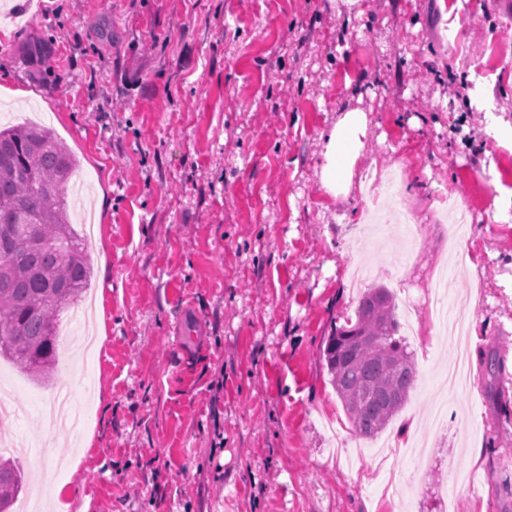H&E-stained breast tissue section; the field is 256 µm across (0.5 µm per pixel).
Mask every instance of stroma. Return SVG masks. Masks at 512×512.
<instances>
[{
	"label": "stroma",
	"mask_w": 512,
	"mask_h": 512,
	"mask_svg": "<svg viewBox=\"0 0 512 512\" xmlns=\"http://www.w3.org/2000/svg\"><path fill=\"white\" fill-rule=\"evenodd\" d=\"M358 171L419 232L370 222L363 180L319 187L339 112ZM50 115L93 181V359L58 377L0 358L34 512H512V12L499 0H34L0 18V114ZM475 224L448 244L451 204ZM468 383L425 306L444 278ZM382 285L422 305L417 380L387 429L426 443L415 495L383 492L322 358ZM501 379L485 370L489 351Z\"/></svg>",
	"instance_id": "stroma-1"
}]
</instances>
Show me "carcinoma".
Listing matches in <instances>:
<instances>
[{"label": "carcinoma", "instance_id": "obj_1", "mask_svg": "<svg viewBox=\"0 0 512 512\" xmlns=\"http://www.w3.org/2000/svg\"><path fill=\"white\" fill-rule=\"evenodd\" d=\"M77 166L49 128H0V358L36 379L56 367L57 323L91 277L87 246L66 204ZM323 355L356 433L378 435L407 402L416 378L393 294L370 289L355 320L331 331ZM23 486L16 461L0 456V512H11Z\"/></svg>", "mask_w": 512, "mask_h": 512}]
</instances>
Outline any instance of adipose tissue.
<instances>
[{
    "mask_svg": "<svg viewBox=\"0 0 512 512\" xmlns=\"http://www.w3.org/2000/svg\"><path fill=\"white\" fill-rule=\"evenodd\" d=\"M368 129L365 112L351 109L340 113L324 137L317 170L320 185L329 194H348Z\"/></svg>",
    "mask_w": 512,
    "mask_h": 512,
    "instance_id": "obj_1",
    "label": "adipose tissue"
}]
</instances>
